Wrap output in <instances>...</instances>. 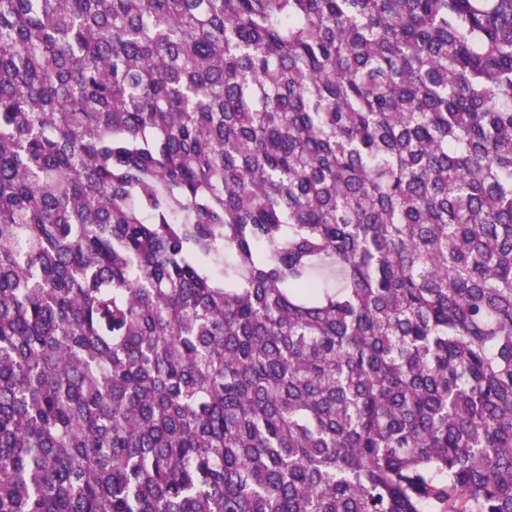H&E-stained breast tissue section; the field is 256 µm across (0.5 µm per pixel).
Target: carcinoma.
Listing matches in <instances>:
<instances>
[{
  "label": "carcinoma",
  "mask_w": 512,
  "mask_h": 512,
  "mask_svg": "<svg viewBox=\"0 0 512 512\" xmlns=\"http://www.w3.org/2000/svg\"><path fill=\"white\" fill-rule=\"evenodd\" d=\"M0 512H512V0H0Z\"/></svg>",
  "instance_id": "1"
}]
</instances>
